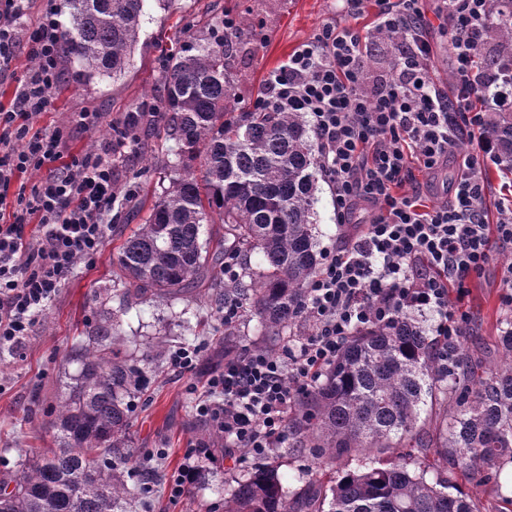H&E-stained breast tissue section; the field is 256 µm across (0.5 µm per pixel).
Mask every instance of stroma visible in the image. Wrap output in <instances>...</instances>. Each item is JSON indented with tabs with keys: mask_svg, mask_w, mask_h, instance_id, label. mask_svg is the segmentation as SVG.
Instances as JSON below:
<instances>
[{
	"mask_svg": "<svg viewBox=\"0 0 512 512\" xmlns=\"http://www.w3.org/2000/svg\"><path fill=\"white\" fill-rule=\"evenodd\" d=\"M424 4L432 22L431 76L437 87L450 92L454 89V62L448 52L451 24L442 0H424ZM227 15L237 21L230 67L235 109L249 112L268 73L324 24L342 20L347 13L342 0H176L170 8L152 0L128 72L115 81L82 85L73 71H62L51 110L34 120V129L71 127L62 146L67 156L100 147L111 137L110 120L152 105L161 95L162 58L186 41L190 30H203L214 18ZM83 112L99 113L101 119L94 126L76 128ZM164 142L163 130L153 126L142 130L140 143L122 148L119 184L135 194L116 204L121 219L113 223L96 263L79 267L69 277L20 350L0 352L1 481L14 480L22 460L53 447L44 425L69 378L80 368L75 353L88 343L86 325L104 309L115 313L114 328L123 338L125 358L146 367L145 386L128 395L131 446L140 459L151 450L164 451L153 491L142 497L139 512H223L228 491L247 470L243 462L209 460L205 481L195 483L184 497L171 499L165 489L167 476L180 469L199 444L201 434L189 428L188 421L204 391L209 359L226 341L240 351L267 344L256 321L245 315L234 327L225 328L222 305L195 294L150 300L125 312L121 297L112 289L120 244L144 223L155 195L169 181ZM509 261L512 254L493 250L490 263L469 282L463 303L467 322L461 336L469 349L491 346L501 322L512 318L500 285V268ZM180 345L201 348L196 368L185 373L173 372L167 365L169 350ZM270 457L290 475L292 490L302 488L316 466L312 452L289 440L273 449Z\"/></svg>",
	"mask_w": 512,
	"mask_h": 512,
	"instance_id": "35a3bbf8",
	"label": "stroma"
}]
</instances>
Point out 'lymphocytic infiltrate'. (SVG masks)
Listing matches in <instances>:
<instances>
[{"label":"lymphocytic infiltrate","instance_id":"lymphocytic-infiltrate-1","mask_svg":"<svg viewBox=\"0 0 512 512\" xmlns=\"http://www.w3.org/2000/svg\"><path fill=\"white\" fill-rule=\"evenodd\" d=\"M30 2L0 0V76L12 72L20 49L35 61L10 105H0V351L20 348L67 277L95 264L118 199L112 154L125 144L120 138L67 159L60 150L66 128L32 130L59 83L61 22L48 8L26 24ZM494 3L445 0L456 64L451 96L429 75L431 22L422 0H376L375 35L398 36L389 69L368 70L359 30L338 22L268 74L254 108L308 119L342 232L309 284L311 333L276 355L253 349L225 359L209 374L196 415L223 435L225 455L261 458L281 447L295 399L316 385L356 329L429 313L445 346L461 336L467 317L449 307V293L465 299L493 249L512 250V195L499 197L495 223L485 214L483 162L495 143L481 135L485 111L474 104L480 83L472 63ZM467 135L474 147L460 157L447 199L423 203L417 170L437 168ZM29 171L42 179L20 183ZM363 212L369 223L359 222Z\"/></svg>","mask_w":512,"mask_h":512}]
</instances>
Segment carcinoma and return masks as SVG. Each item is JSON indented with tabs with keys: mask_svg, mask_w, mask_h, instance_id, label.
Wrapping results in <instances>:
<instances>
[{
	"mask_svg": "<svg viewBox=\"0 0 512 512\" xmlns=\"http://www.w3.org/2000/svg\"><path fill=\"white\" fill-rule=\"evenodd\" d=\"M69 25L60 62L78 63L85 84L112 80L132 65L147 0H64ZM487 29L476 65L512 61V0ZM224 21L191 36L163 68L159 115L170 184L155 197L146 222L119 247L118 277L126 305L186 293L238 302L264 336L280 337L300 321L302 302L319 270L313 231L321 162L306 122L294 112H235L225 59ZM498 146L496 165L512 173V111L485 114ZM207 224L224 233L203 236ZM255 254L235 283H222L228 255ZM92 346L48 422L56 448L23 461L14 485L0 481V512H131L144 492L118 475L137 462L129 445L125 395L145 371L122 356L110 318L86 326ZM494 346L501 363L456 344L451 358L413 315L356 332L321 382L300 396L288 435L322 459L325 479L288 496L284 476L258 462L231 490L224 512H482L456 490V475L481 483L512 478V320ZM211 453L224 438L201 430ZM400 461L347 469L354 454Z\"/></svg>",
	"mask_w": 512,
	"mask_h": 512,
	"instance_id": "carcinoma-1",
	"label": "carcinoma"
}]
</instances>
